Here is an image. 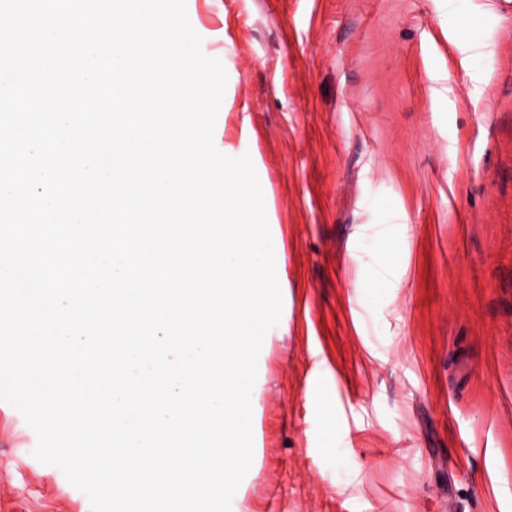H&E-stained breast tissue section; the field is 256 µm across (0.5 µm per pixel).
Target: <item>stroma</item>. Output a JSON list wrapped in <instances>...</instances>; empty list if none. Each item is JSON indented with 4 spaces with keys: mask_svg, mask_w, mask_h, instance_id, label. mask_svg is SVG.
<instances>
[{
    "mask_svg": "<svg viewBox=\"0 0 512 512\" xmlns=\"http://www.w3.org/2000/svg\"><path fill=\"white\" fill-rule=\"evenodd\" d=\"M282 240L241 512H512V0H186ZM0 401V512H92Z\"/></svg>",
    "mask_w": 512,
    "mask_h": 512,
    "instance_id": "stroma-1",
    "label": "stroma"
}]
</instances>
